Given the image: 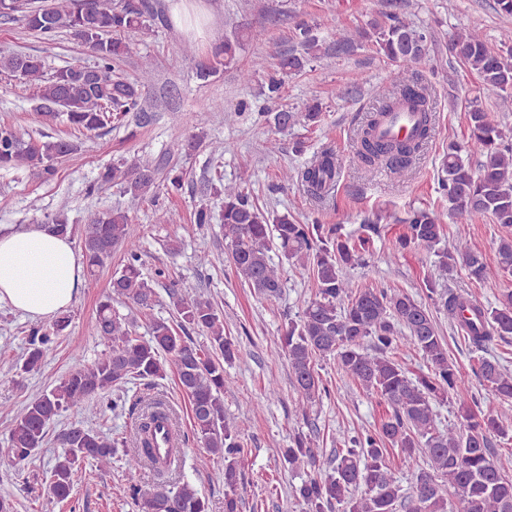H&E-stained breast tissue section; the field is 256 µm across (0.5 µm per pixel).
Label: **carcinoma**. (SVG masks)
<instances>
[{"label": "carcinoma", "mask_w": 512, "mask_h": 512, "mask_svg": "<svg viewBox=\"0 0 512 512\" xmlns=\"http://www.w3.org/2000/svg\"><path fill=\"white\" fill-rule=\"evenodd\" d=\"M0 17H18L30 32L48 41L66 31L92 52L90 63H71L53 71L47 70L39 55L0 54V76L17 79L35 92L39 101L33 109L37 122L45 124L63 116L69 124L92 133L114 123L140 121L145 112L142 87L124 79L120 66L133 53L132 43L122 35L149 29L141 8L117 0H0ZM361 36L395 69L391 73L392 92L357 132V156L368 167L384 164L402 172L433 132V101L408 76L409 68L424 60L428 36L397 15L371 23L370 30ZM244 37L240 29L225 37L210 63L200 66V79L206 80L217 74L219 67L231 64ZM294 40L300 51L282 53L273 62L255 60L242 71L248 81L260 70L267 72V98L273 102L282 96L284 77L302 72L308 62L328 51L312 26L305 23L296 26ZM451 50L465 68L479 76L483 93L501 96L512 92L511 45L503 42L494 48L479 33L469 32L455 35ZM405 98L419 113L411 134L377 139L375 130L385 114ZM321 114V105L314 101L301 112L281 109L267 113V117L275 128L285 130L299 121L316 124ZM467 122L466 145L448 144L442 158L441 187L448 197V212L410 210L402 219L407 233L399 245L423 246L433 253L441 271L461 265L471 278L481 281L487 275L483 257L461 237L449 245L443 243L444 218L487 215L496 224L512 227V130L494 123L477 105L469 108ZM42 137L44 140L33 142L15 128L0 125V168L25 166L51 177L59 160L78 151L73 141L45 133ZM337 170L333 152L324 151L303 169L293 174L283 172L282 180L286 183L297 178L313 196L321 197L335 182ZM183 180V173L173 168L165 172L149 160L108 165L98 178L102 185H123L134 197L161 185L167 192L177 193ZM210 190L222 198L219 221L230 264L243 285L261 297L272 298L283 288V265H299L312 272L315 296L304 302L296 318L284 322L281 334V349L291 367L299 411L307 413L310 405L328 393L314 368L315 358L327 355L336 359L341 374L387 405L388 413L377 428L343 437L331 472L316 473L296 488L307 512H325L334 504L342 507V512H398L400 508L405 512H448L450 497L457 500L459 512H512V476L490 449L491 437L509 436L512 426L474 410L475 395L449 358L432 312L406 293L358 289L346 276L348 269L364 262L362 251L380 236V226L370 221L361 225L357 247L340 224H302L288 213L263 211L240 182H212ZM46 227L67 237L78 229L63 214L53 217ZM80 229L92 276L112 260L117 248L125 247L123 267L112 278V294L100 302L95 319L96 335L108 351L87 364L76 357L78 366L56 386L14 412L9 446L0 454L16 464L32 462L63 411L111 392H123L136 380L154 385L166 378L170 366L190 403L191 434L174 433L172 459L158 456L153 427L160 419H172V414L160 399L138 398L130 409L137 417L136 448L128 453V472L145 463L158 472L167 471L179 461L182 447L196 441L208 456L224 462V512H239L238 458L242 448L239 430L229 424L224 413V365L232 363L238 348L232 337L224 334V318L210 300L173 289L169 298L180 326L204 333L209 346L194 345L163 318L150 321L149 337L134 335L132 323L112 308V296L147 311L156 305L157 292L143 275L142 255L133 241L128 213L119 207L89 210ZM274 250L279 253L277 264L270 255ZM497 255L500 269L512 274V237L500 240ZM426 290L430 298L438 295L454 327L467 338L471 352L478 354L474 374L487 394L512 400V372L497 359L483 355L494 339L512 336V289H504L498 305L491 308L461 294H439L431 280ZM68 325L69 316L64 315L50 330H31L21 370L29 373L38 369L55 338ZM403 340L419 350L431 375L414 381L388 356ZM444 400L456 405L461 427L439 428L434 406ZM57 441L64 453L46 473L44 490L47 497L62 502L85 479L83 462L90 459L100 468L109 467L118 442L82 425L64 429ZM314 448L315 438L298 432L283 449L282 457L291 465L304 458L313 462ZM391 448L399 449L401 466L412 478L407 489L387 459ZM127 497L136 512H206L205 500L188 481L172 489L159 484L151 492L131 483Z\"/></svg>", "instance_id": "obj_1"}]
</instances>
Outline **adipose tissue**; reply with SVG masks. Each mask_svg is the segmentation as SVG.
Here are the masks:
<instances>
[{
    "mask_svg": "<svg viewBox=\"0 0 512 512\" xmlns=\"http://www.w3.org/2000/svg\"><path fill=\"white\" fill-rule=\"evenodd\" d=\"M80 265L68 238L44 228H0V304L47 319L73 302Z\"/></svg>",
    "mask_w": 512,
    "mask_h": 512,
    "instance_id": "obj_1",
    "label": "adipose tissue"
}]
</instances>
